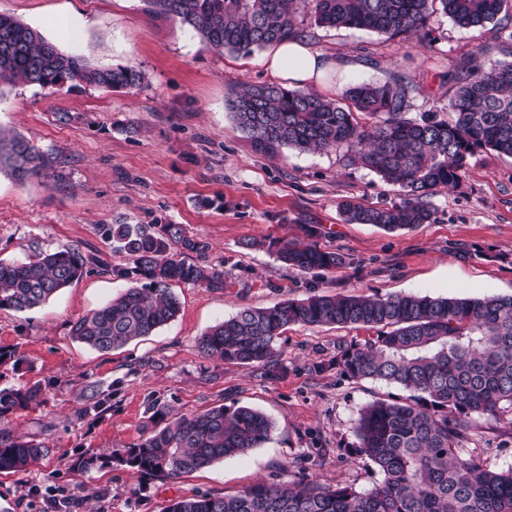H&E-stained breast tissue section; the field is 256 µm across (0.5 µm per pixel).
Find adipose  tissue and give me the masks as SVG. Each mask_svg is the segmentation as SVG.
Wrapping results in <instances>:
<instances>
[{
    "instance_id": "ef3b65f1",
    "label": "adipose tissue",
    "mask_w": 512,
    "mask_h": 512,
    "mask_svg": "<svg viewBox=\"0 0 512 512\" xmlns=\"http://www.w3.org/2000/svg\"><path fill=\"white\" fill-rule=\"evenodd\" d=\"M263 62L284 84L306 87L322 84L338 67L336 60L323 57L297 39L271 45Z\"/></svg>"
}]
</instances>
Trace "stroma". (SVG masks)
<instances>
[{"label":"stroma","mask_w":512,"mask_h":512,"mask_svg":"<svg viewBox=\"0 0 512 512\" xmlns=\"http://www.w3.org/2000/svg\"><path fill=\"white\" fill-rule=\"evenodd\" d=\"M10 14L65 52L92 64L135 66L140 88L112 92L15 85L0 88V125L56 157L53 177L17 183L0 173V259L70 248L127 265L103 235L107 224H177L201 240V260L223 263L220 289L177 285L176 320L153 335L101 352L73 339V321L112 300L129 279L84 275L44 306L0 310V387L40 384L42 403L14 413L12 435L32 438L47 455L28 472L0 473V512H47L48 502L80 488L72 512H163L170 500L233 495L258 480L304 473L358 491L378 473L355 435L360 409L396 398L395 386L359 381L333 360L340 345L368 337L362 328L294 325L281 337L283 369L227 364L203 355L197 340L240 308H267L314 293L430 297L512 295V158L480 150L466 179L431 197L437 221L387 232L347 223L338 205L397 202L400 189L351 163L347 148L257 152L226 108L244 84L273 82L261 52H216L178 22L146 13L141 0H0ZM304 42L336 57L340 68L321 88L332 97L347 83L413 80L407 118L445 115L446 75L477 48L504 59L512 42L494 24L462 28L433 17L411 37L365 30L308 28ZM307 242L344 253L346 265L298 273L277 246ZM105 410L83 414L91 390ZM224 404L250 406L274 423L270 441L247 454L170 480L119 464L90 472L83 455L137 443L156 409L191 415ZM480 456L512 468V412L481 418Z\"/></svg>","instance_id":"obj_1"}]
</instances>
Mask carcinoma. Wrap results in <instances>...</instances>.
I'll return each mask as SVG.
<instances>
[{"label":"carcinoma","instance_id":"1","mask_svg":"<svg viewBox=\"0 0 512 512\" xmlns=\"http://www.w3.org/2000/svg\"><path fill=\"white\" fill-rule=\"evenodd\" d=\"M145 11L179 22L210 49L244 55L317 28L364 29L391 36L426 28L440 12L462 28L494 23L512 40V0H143ZM132 65L97 67L69 54L38 30L0 12V85L32 84L130 91L145 82ZM448 121L404 118L412 82H358L340 99L280 84L246 85L227 109L254 148L272 157L342 146L404 199L389 206L339 203L349 223L386 231L433 224L429 198L459 184L481 149L512 157V60L486 64L484 50L448 73ZM373 119L360 122L356 114ZM54 157L0 126V170L24 183L46 178ZM129 260L117 267L98 254L71 249L0 261V310L41 306L88 272L146 283L126 289L71 325V336L108 352L149 336L174 320L172 286L224 287V270L202 265L206 245L176 224H112L105 230ZM277 259L298 272L331 271L346 256L286 242ZM363 327L376 335L339 348L336 364L356 380L381 381L409 396L377 398L359 413L360 453L380 480L363 492L307 475L261 481L233 496L200 494L171 501L166 512H512V468L492 470L477 459L479 420L512 410V296L432 298L416 294L356 296L314 293L270 308L243 307L197 340L207 357L267 373L283 369L277 343L288 326ZM42 387H0V471L25 472L48 449L13 436L2 423L40 403ZM273 421L247 406H215L145 428L140 441L106 461L88 455L90 471L116 461L139 475L176 479L266 443Z\"/></svg>","mask_w":512,"mask_h":512}]
</instances>
